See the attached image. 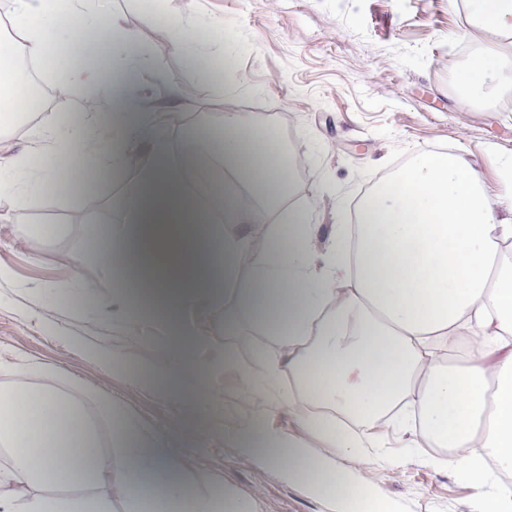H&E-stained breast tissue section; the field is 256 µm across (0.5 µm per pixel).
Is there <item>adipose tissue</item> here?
I'll return each instance as SVG.
<instances>
[{
    "label": "adipose tissue",
    "mask_w": 512,
    "mask_h": 512,
    "mask_svg": "<svg viewBox=\"0 0 512 512\" xmlns=\"http://www.w3.org/2000/svg\"><path fill=\"white\" fill-rule=\"evenodd\" d=\"M16 36L34 60L46 57L50 36L34 17L54 9L99 26L93 0H13ZM471 26L486 39L459 75L469 94L485 92L491 72L512 63V0H468ZM112 67L89 66L61 77L82 88L112 76L116 90L139 81L146 62L134 36L111 20ZM95 113L83 126L55 134L60 152L81 149L113 167L148 141L134 204L122 223L97 239L90 262L139 274L138 297L118 289L112 311L136 322L166 321L175 340L159 367L137 376L149 390H176L192 351L207 344L188 318L231 296L224 331L236 315L261 325L274 341L259 368L226 350L251 397L287 407L301 426L338 455L368 462L371 440L337 424V415L375 425L394 414L409 447L428 445L427 461L453 464L473 490L472 512H512V179L502 199L481 190L472 162L458 152L415 154L378 184L358 207V224L332 230V249L317 247L319 225L292 211L271 223L292 173L280 138L261 113L227 117L223 130L204 127L193 141L209 144L233 178L204 208L177 171L161 123L152 112H125L112 143L95 139ZM261 248H253L254 238ZM248 265L250 277L239 281ZM20 361L0 382V512H112L121 497L128 512H260L256 498L217 489L187 469L164 438L136 416L104 401L116 422L110 452L83 406ZM298 389L315 388L314 407L276 394L280 376ZM248 454L259 453L289 479L327 499L338 512H391L360 495L349 470L327 458L311 463L301 442L282 445L258 434L251 419L231 432Z\"/></svg>",
    "instance_id": "ef3b65f1"
}]
</instances>
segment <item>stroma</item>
<instances>
[{
  "mask_svg": "<svg viewBox=\"0 0 512 512\" xmlns=\"http://www.w3.org/2000/svg\"><path fill=\"white\" fill-rule=\"evenodd\" d=\"M102 14L118 16L135 34L147 73L126 89L135 111L160 114L190 177L209 158L197 146L193 164L183 162L190 135L221 128L229 113L265 114L293 150L294 178L286 205L306 209L321 227L326 246L332 227L350 223V209L390 172L424 150L469 156L484 188L501 191L503 166L512 158V84L463 102L458 76L479 46L464 37L471 24L464 0H102ZM65 50L63 66H83L89 54L74 23L56 13L41 17ZM232 67L219 65L220 50ZM84 110L77 97L60 100L37 119L20 115L0 130V169L21 157L37 193L25 225L9 220L15 199L0 194V363L24 359L54 373L56 382L81 397L101 429L112 430L94 397L109 395L123 410L153 426L185 464L218 485L256 497L261 512H333L331 504L258 456L224 438L242 418L282 442L302 440L311 461L330 456L323 440L305 432L287 411L260 405L238 375L221 367L225 348L257 362L274 342L246 317L238 333H224V309L200 310L191 320L207 346L185 368L186 393H159L134 383L156 367L169 334L140 328L102 305L119 280L86 266L94 234L114 224L131 198L144 155L132 152L125 166L98 179L97 164L82 153L58 158L34 131L78 127ZM93 293H86L87 283ZM117 351L122 368L93 364L91 353ZM211 401L202 419L188 398ZM356 483L396 512H471L474 490L453 468L438 469L388 440L372 462L336 458Z\"/></svg>",
  "mask_w": 512,
  "mask_h": 512,
  "instance_id": "35a3bbf8",
  "label": "stroma"
}]
</instances>
